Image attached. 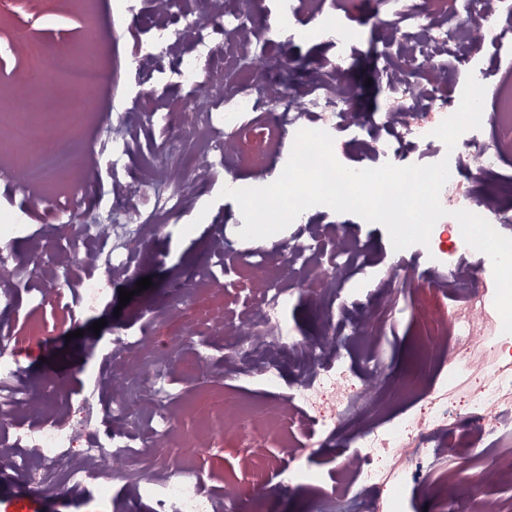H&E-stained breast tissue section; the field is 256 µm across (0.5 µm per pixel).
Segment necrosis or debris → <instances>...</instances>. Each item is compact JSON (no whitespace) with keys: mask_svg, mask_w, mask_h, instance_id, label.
Returning a JSON list of instances; mask_svg holds the SVG:
<instances>
[{"mask_svg":"<svg viewBox=\"0 0 512 512\" xmlns=\"http://www.w3.org/2000/svg\"><path fill=\"white\" fill-rule=\"evenodd\" d=\"M463 7L464 27L446 8L393 0L392 11L377 22L389 106L366 115L353 109L343 87L351 38L335 8H321L314 26L309 0H278L275 24L259 27L250 0H151L145 13L137 0H113V15L151 35L130 66L143 79H164L189 95L174 112L148 104L117 112L98 134V154L112 169L110 187L101 188L90 175L66 197L51 188L82 163L69 145L76 128L69 116L86 114L85 91L100 86L103 74L72 65L68 47L24 44L27 68L14 83L0 85V149L9 152L0 175L26 197L23 207H0V472L32 477L45 496L113 499L119 512H137L145 501L150 512H244L239 483L225 482L215 493L190 467L154 463L108 478L103 465L166 447L177 427L167 395L173 375L209 371L269 388L288 375L292 393L271 403L225 401L219 419L188 434V445L205 447L213 435L238 431L255 451L249 481L257 493L310 490L312 512H404L402 493L409 485L442 493L443 512H455L460 502L466 512H505L481 491L489 469L476 471L461 488L447 464L449 449L480 445L496 465L512 468V334L502 331L494 281L474 283L478 269H491L489 257L467 245L452 216L465 209L500 232L512 223V206L482 189L512 165V79L498 81L480 128L464 134L465 151L448 153L433 135L459 106L450 88L470 64L475 44L488 50L484 73H497L512 15L502 13L500 0H463ZM311 29L335 54L319 59L321 80L301 95L281 75L293 62L289 38ZM160 44L168 54L164 63L155 53ZM260 53L265 65L252 67ZM145 126L160 129L161 143L150 174L132 179L128 169ZM303 128L329 132L336 158L354 150L366 168L413 159L449 162L440 193L447 215L435 224L425 259L408 283L412 291L448 302L447 312L413 338L418 366L397 385L386 384L375 354L398 284L346 230L312 223L305 211L278 257L259 246L245 252L213 248L202 265L169 280L163 311H149V318L178 316L193 302L202 275L223 295L180 337L151 343L145 332L114 330L109 364L97 380L98 390L119 389L106 405L107 416L89 401L81 403L82 417L75 421L60 411L46 415V403L62 402L66 390L55 379L32 386L17 359L25 339L40 334L35 324L26 336L15 332L21 293L42 302L46 274L62 272L75 281L83 311L94 310L109 285L146 261L153 224L192 213L219 171H250L249 180L231 179L233 188L267 185L268 161ZM37 211L69 224L70 234L41 249L29 272L18 248L35 239L28 219ZM103 224L112 225V236L100 235ZM301 300L315 306L318 337L296 335L279 318ZM372 303L379 311L366 315ZM352 336L363 339L361 375L377 391L369 401L345 389ZM401 400L419 404V411L397 413ZM341 431L357 451L322 473L304 470L299 457L285 463L264 452L277 436L289 447L302 442L310 448L322 434ZM112 479L118 491H111Z\"/></svg>","mask_w":512,"mask_h":512,"instance_id":"necrosis-or-debris-1","label":"necrosis or debris"}]
</instances>
